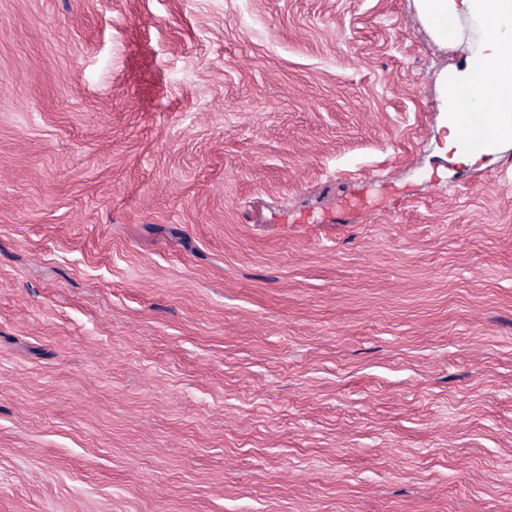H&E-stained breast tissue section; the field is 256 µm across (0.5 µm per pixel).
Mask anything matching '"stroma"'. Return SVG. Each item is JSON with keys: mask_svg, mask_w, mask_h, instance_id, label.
Wrapping results in <instances>:
<instances>
[{"mask_svg": "<svg viewBox=\"0 0 512 512\" xmlns=\"http://www.w3.org/2000/svg\"><path fill=\"white\" fill-rule=\"evenodd\" d=\"M414 0H0V512H512V141Z\"/></svg>", "mask_w": 512, "mask_h": 512, "instance_id": "1", "label": "stroma"}]
</instances>
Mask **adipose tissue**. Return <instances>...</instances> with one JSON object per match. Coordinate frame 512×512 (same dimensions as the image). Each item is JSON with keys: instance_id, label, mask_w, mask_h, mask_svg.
I'll return each instance as SVG.
<instances>
[{"instance_id": "1", "label": "adipose tissue", "mask_w": 512, "mask_h": 512, "mask_svg": "<svg viewBox=\"0 0 512 512\" xmlns=\"http://www.w3.org/2000/svg\"><path fill=\"white\" fill-rule=\"evenodd\" d=\"M427 30L465 62L447 90L449 138L463 153L512 140V0H417ZM476 26L471 40L462 25Z\"/></svg>"}]
</instances>
